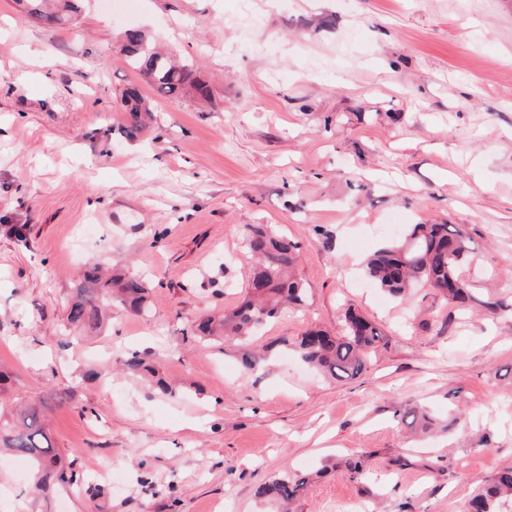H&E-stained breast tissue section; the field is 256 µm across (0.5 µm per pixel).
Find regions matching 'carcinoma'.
Listing matches in <instances>:
<instances>
[{
    "label": "carcinoma",
    "mask_w": 512,
    "mask_h": 512,
    "mask_svg": "<svg viewBox=\"0 0 512 512\" xmlns=\"http://www.w3.org/2000/svg\"><path fill=\"white\" fill-rule=\"evenodd\" d=\"M29 23L39 27L51 23L67 24L71 14L80 11L79 0H16ZM121 54L145 77L156 93L166 98L193 94L210 97V89L195 77L188 63L178 64L154 50L139 29L124 33ZM132 122L127 134L134 139L143 130L141 113L145 99L135 86L121 94ZM246 247L257 260L249 281L248 296L221 318L207 317L199 321L197 331L203 341H220L226 336H248L252 330L278 317L290 305L303 306L309 291L305 280L296 272L297 244L284 234L264 224L250 227ZM474 253L468 228L459 224H413L402 238L378 249L366 260L369 278L390 295L402 298L415 285H427L448 301L462 308L474 304L495 310L498 304L474 298L459 268ZM147 280L136 274H117L104 280L98 267L85 271L83 282L68 303L69 339L80 340L82 333L101 324L105 310L116 306L141 313L145 309ZM384 341L381 331L361 314L347 309L342 333L311 330L293 343L300 359L334 379H352L364 369L365 357ZM407 428L435 424L425 412L408 409L401 416ZM0 447L28 458L38 468L37 488L50 482L70 486L77 483L76 473L60 460L51 446L41 414L35 409L15 405L7 410L0 405ZM309 481L307 476L273 478L259 487L257 494L288 503L296 499ZM502 495L512 496V468L497 473L491 486L480 490L468 503L469 512H497L496 502Z\"/></svg>",
    "instance_id": "1"
}]
</instances>
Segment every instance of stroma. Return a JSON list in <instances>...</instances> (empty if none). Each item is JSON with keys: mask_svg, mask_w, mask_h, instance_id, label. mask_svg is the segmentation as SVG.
<instances>
[{"mask_svg": "<svg viewBox=\"0 0 512 512\" xmlns=\"http://www.w3.org/2000/svg\"><path fill=\"white\" fill-rule=\"evenodd\" d=\"M130 28L193 63L211 104L156 95L118 53ZM132 85L152 115L134 139ZM420 223L468 227L463 275L506 310L365 277ZM251 224L297 242L308 305L199 343L247 292ZM101 261L150 278L149 313L67 340ZM350 306L384 335L356 378L292 353L243 372L240 346L339 332ZM134 355L169 393L120 370ZM0 368L80 474L36 491L1 452L0 512H277L256 489L287 474L311 477L290 512H466L512 467V0H82L50 28L0 0ZM414 407L458 419L413 434Z\"/></svg>", "mask_w": 512, "mask_h": 512, "instance_id": "stroma-1", "label": "stroma"}]
</instances>
